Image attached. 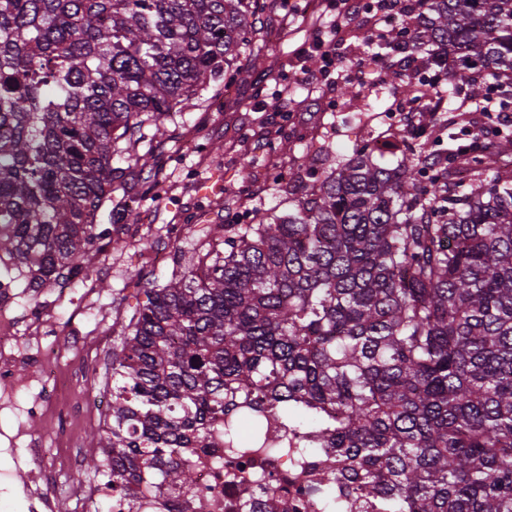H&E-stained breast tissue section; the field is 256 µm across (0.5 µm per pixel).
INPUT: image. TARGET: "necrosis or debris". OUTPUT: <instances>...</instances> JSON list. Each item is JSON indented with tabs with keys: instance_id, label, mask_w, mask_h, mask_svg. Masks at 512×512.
<instances>
[{
	"instance_id": "necrosis-or-debris-1",
	"label": "necrosis or debris",
	"mask_w": 512,
	"mask_h": 512,
	"mask_svg": "<svg viewBox=\"0 0 512 512\" xmlns=\"http://www.w3.org/2000/svg\"><path fill=\"white\" fill-rule=\"evenodd\" d=\"M14 304L13 289L0 287V384L13 376L6 346L17 339L16 320L11 315ZM28 357L47 389L46 399H35L29 405L28 416L36 420L50 415L72 422L81 419L83 409L71 404L55 385L57 376L48 350L37 348ZM321 458L318 448H307L300 454L291 450L251 459L230 457L219 441L210 448L190 449L185 462L193 470L194 481L180 494V512H264L261 485L281 480L287 481L288 491L278 512H326L323 497L310 488L319 479Z\"/></svg>"
}]
</instances>
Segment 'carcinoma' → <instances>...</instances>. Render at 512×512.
I'll use <instances>...</instances> for the list:
<instances>
[{
    "mask_svg": "<svg viewBox=\"0 0 512 512\" xmlns=\"http://www.w3.org/2000/svg\"><path fill=\"white\" fill-rule=\"evenodd\" d=\"M267 0H0V261L30 288L118 246L98 230L116 157L254 69ZM456 55L452 87L512 80V0H427L408 48ZM407 96L450 98L399 72ZM371 140L286 215L218 224L144 288L91 447L137 512L192 483L183 454L288 450L308 421L329 512H512V134L393 168ZM467 179H455V170ZM247 426L248 437L240 435Z\"/></svg>",
    "mask_w": 512,
    "mask_h": 512,
    "instance_id": "obj_1",
    "label": "carcinoma"
}]
</instances>
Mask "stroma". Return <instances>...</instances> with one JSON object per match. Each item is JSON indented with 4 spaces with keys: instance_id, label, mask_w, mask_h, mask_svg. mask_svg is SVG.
Here are the masks:
<instances>
[{
    "instance_id": "stroma-1",
    "label": "stroma",
    "mask_w": 512,
    "mask_h": 512,
    "mask_svg": "<svg viewBox=\"0 0 512 512\" xmlns=\"http://www.w3.org/2000/svg\"><path fill=\"white\" fill-rule=\"evenodd\" d=\"M308 0H293L292 13H285L281 0H272L261 17L264 31L287 29L282 41L269 42L268 66L237 76L235 93L224 98L222 108L193 107L175 113L167 123L163 146L157 154H148L147 144H138V164L126 171L127 195L140 199V219H123L124 201L113 197L103 209L102 225L125 242L120 250H106L93 257L91 276L97 287L95 295L85 297L82 288H72L69 296L49 289L40 296V307L51 319L86 336L98 349L96 357L85 359L68 339H61L53 351L63 372L87 364L99 379H106L107 364L118 336L128 324L137 302L143 301L147 281L166 279L171 262L149 264L147 250L173 254L174 242L158 237L159 229L183 224H232L254 210L278 209L287 213L289 206L267 181L240 177L242 154L254 155L279 171L288 172L304 148L325 147L336 157L351 155L363 140L384 136L386 146L378 150V164L393 167L402 155L416 146V139L404 126L385 127L388 108L393 102L394 86L353 81L359 101L351 103L338 87H325L312 94L298 78L301 68L317 77L318 62L307 56L316 10ZM288 83L294 103L287 119H280L279 108L271 93L276 83ZM312 127L317 136L309 144L297 142L296 133ZM157 173L155 189L146 180ZM126 195V196H127ZM20 386L0 387V472L12 473L11 482H0V512H28V504L15 492L26 483L30 470L38 469L44 459L56 453L53 421L29 422L24 409L40 393L39 384L25 372H15ZM105 422L96 418L75 432L80 450L76 473L60 472L42 489L56 494L58 487L80 480L90 485L102 481L101 472L88 464L92 452L90 439ZM40 449L32 457L31 449Z\"/></svg>"
}]
</instances>
